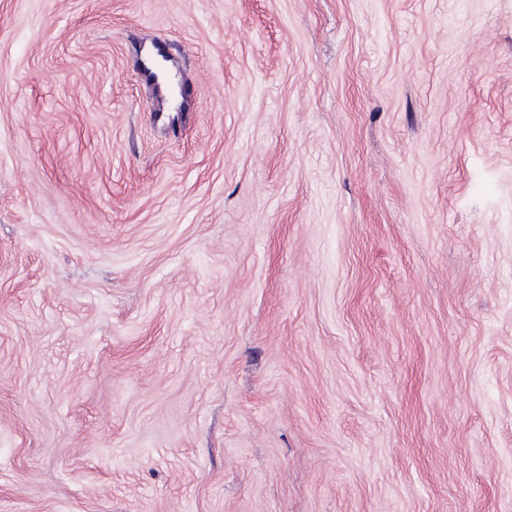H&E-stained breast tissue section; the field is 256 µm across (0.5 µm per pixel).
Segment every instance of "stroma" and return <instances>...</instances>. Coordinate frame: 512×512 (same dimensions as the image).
<instances>
[{
  "instance_id": "stroma-1",
  "label": "stroma",
  "mask_w": 512,
  "mask_h": 512,
  "mask_svg": "<svg viewBox=\"0 0 512 512\" xmlns=\"http://www.w3.org/2000/svg\"><path fill=\"white\" fill-rule=\"evenodd\" d=\"M0 512H512V0H0Z\"/></svg>"
}]
</instances>
